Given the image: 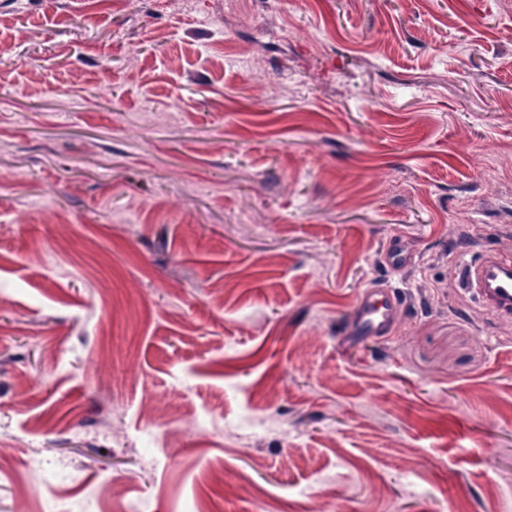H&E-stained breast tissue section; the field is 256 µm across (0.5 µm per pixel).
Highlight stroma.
Segmentation results:
<instances>
[{"mask_svg":"<svg viewBox=\"0 0 512 512\" xmlns=\"http://www.w3.org/2000/svg\"><path fill=\"white\" fill-rule=\"evenodd\" d=\"M488 254L512 0H0V512H512ZM396 288L389 284L368 289L352 316V329L362 336H387L393 326Z\"/></svg>","mask_w":512,"mask_h":512,"instance_id":"35a3bbf8","label":"stroma"}]
</instances>
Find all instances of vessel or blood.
Masks as SVG:
<instances>
[{"instance_id":"1","label":"vessel or blood","mask_w":512,"mask_h":512,"mask_svg":"<svg viewBox=\"0 0 512 512\" xmlns=\"http://www.w3.org/2000/svg\"><path fill=\"white\" fill-rule=\"evenodd\" d=\"M466 280L484 305L502 317L512 316V260L487 256L469 266ZM396 292L391 285L368 289L352 316V329L362 336H385L393 326Z\"/></svg>"}]
</instances>
